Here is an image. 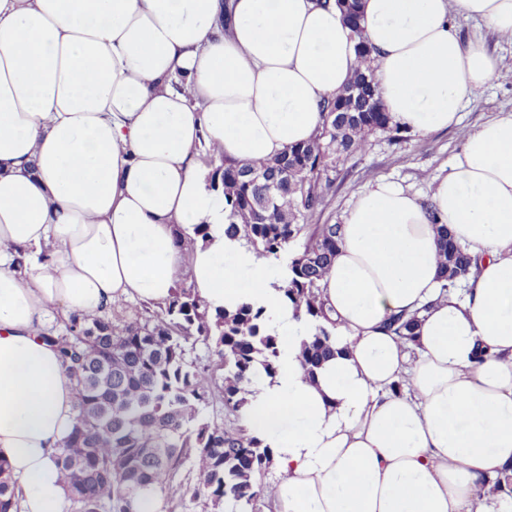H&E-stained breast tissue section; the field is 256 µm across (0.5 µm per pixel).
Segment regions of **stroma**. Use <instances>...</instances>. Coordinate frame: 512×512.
I'll return each instance as SVG.
<instances>
[{
    "instance_id": "35a3bbf8",
    "label": "stroma",
    "mask_w": 512,
    "mask_h": 512,
    "mask_svg": "<svg viewBox=\"0 0 512 512\" xmlns=\"http://www.w3.org/2000/svg\"><path fill=\"white\" fill-rule=\"evenodd\" d=\"M456 24L464 39L482 40L496 57L494 78L477 97L466 101L457 126L442 131L413 130L397 145L385 136H371L365 152L342 166L326 198L321 221L343 223L357 194L376 179L396 181L420 199H427L432 176L450 167L467 134L488 120L512 113V40L498 36L478 19L460 17Z\"/></svg>"
}]
</instances>
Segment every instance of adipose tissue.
Here are the masks:
<instances>
[{
    "instance_id": "1",
    "label": "adipose tissue",
    "mask_w": 512,
    "mask_h": 512,
    "mask_svg": "<svg viewBox=\"0 0 512 512\" xmlns=\"http://www.w3.org/2000/svg\"><path fill=\"white\" fill-rule=\"evenodd\" d=\"M363 5L386 111L457 125L497 60L452 18L510 37L512 0ZM354 64L333 0H0V456L19 512H67L54 457L75 385L53 322L163 303L182 274L210 308L264 307L280 339L242 413L280 473L268 512H512L493 489L512 467V113L465 137L429 205L386 179L359 192L321 283L334 352L315 377L276 261L224 234L204 151L247 163L309 140ZM444 224L480 260L461 297L440 294ZM403 311L407 344L385 328ZM419 317L417 314L406 316L404 314L393 315L388 319V329L402 339L405 343L413 342L415 335V328Z\"/></svg>"
}]
</instances>
